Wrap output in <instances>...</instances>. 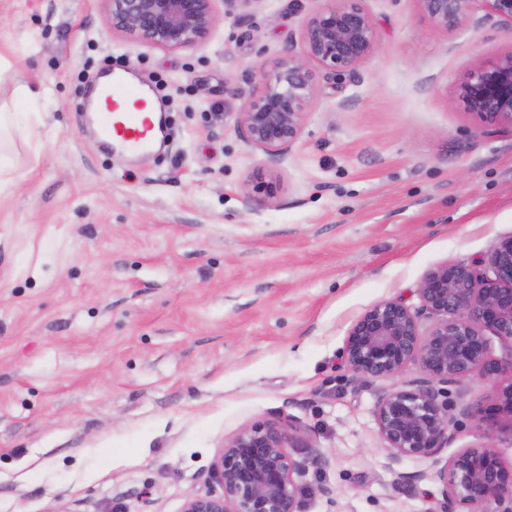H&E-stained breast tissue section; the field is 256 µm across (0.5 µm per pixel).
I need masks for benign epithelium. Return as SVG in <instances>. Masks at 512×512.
I'll use <instances>...</instances> for the list:
<instances>
[{
	"label": "benign epithelium",
	"mask_w": 512,
	"mask_h": 512,
	"mask_svg": "<svg viewBox=\"0 0 512 512\" xmlns=\"http://www.w3.org/2000/svg\"><path fill=\"white\" fill-rule=\"evenodd\" d=\"M224 13L259 0H103L112 29L147 44L182 49L204 40ZM366 0H327L305 19L299 46L288 45L272 63L260 64L253 88L236 113V129L282 164L301 137L321 72H352L375 50L377 29ZM433 31L459 27L481 11L512 26V0H415ZM454 97L486 129H512V52L473 70ZM481 275L464 262L430 269L417 288L422 309L435 317L421 333L418 316L402 301H381L350 327L343 357L356 374L375 379L399 375L418 362L425 378L408 389L382 392L374 418L382 447L394 463L429 459L448 445L452 420L434 383H462L478 372L497 388L495 407L477 404L467 414L483 442L463 448L436 471L443 486L437 512H512V468L497 452L503 434L512 438V347L499 358L490 337L512 344V236L495 245ZM290 427L253 424L224 445L212 464L221 493L190 494L182 512H301L300 478L306 465L287 451Z\"/></svg>",
	"instance_id": "1"
}]
</instances>
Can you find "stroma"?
<instances>
[{
    "label": "stroma",
    "instance_id": "obj_1",
    "mask_svg": "<svg viewBox=\"0 0 512 512\" xmlns=\"http://www.w3.org/2000/svg\"><path fill=\"white\" fill-rule=\"evenodd\" d=\"M323 0H259L206 39L167 50L110 29L103 0H0V101L40 131L10 147L0 188V512H181L219 492L220 448L258 421L292 428L302 512H435L437 462L482 437L463 413L495 401L476 374L445 386L457 426L437 460L395 464L373 409L423 378L364 377L346 335L417 294L432 267L478 272L512 236V130L453 100L475 67L512 51V27L470 17L429 31L415 0H366L378 32L355 72L320 74L286 160L235 129L258 64L298 41ZM126 64L162 84L169 148L108 155L80 106ZM264 172L275 197L249 207ZM411 482H402V475Z\"/></svg>",
    "mask_w": 512,
    "mask_h": 512
}]
</instances>
